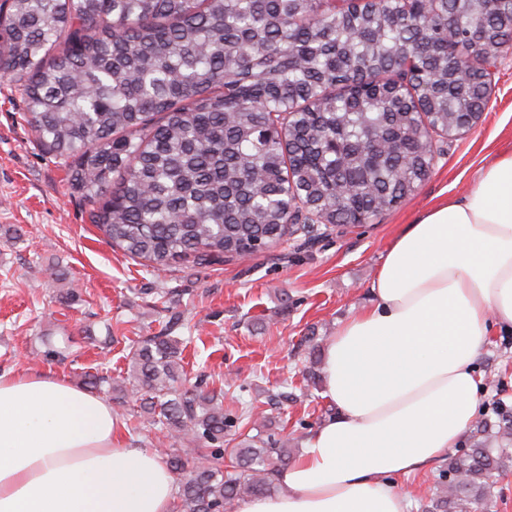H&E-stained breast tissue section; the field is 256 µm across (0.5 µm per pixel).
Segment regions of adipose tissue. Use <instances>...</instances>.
Returning <instances> with one entry per match:
<instances>
[{"instance_id": "obj_1", "label": "adipose tissue", "mask_w": 512, "mask_h": 512, "mask_svg": "<svg viewBox=\"0 0 512 512\" xmlns=\"http://www.w3.org/2000/svg\"><path fill=\"white\" fill-rule=\"evenodd\" d=\"M370 292L323 351L334 414L279 469L277 492L238 512H406L394 477L471 429L474 364L490 329L512 328V151L405 225ZM120 430L100 395L50 372L0 373V512H172L174 474Z\"/></svg>"}]
</instances>
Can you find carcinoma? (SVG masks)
<instances>
[{
	"instance_id": "cac0c4a2",
	"label": "carcinoma",
	"mask_w": 512,
	"mask_h": 512,
	"mask_svg": "<svg viewBox=\"0 0 512 512\" xmlns=\"http://www.w3.org/2000/svg\"><path fill=\"white\" fill-rule=\"evenodd\" d=\"M389 12L381 24L371 0H5L0 77L112 245L154 268L241 257L396 208L428 176L429 132L481 120L484 60L463 78L456 59L477 31L491 52L508 42L512 0H390ZM181 328L174 314L130 341L122 383L87 372L84 385L132 387L142 424L194 444L166 460L183 475L173 512H229L272 493L291 451L273 433L224 448L254 407L232 419L203 376L186 385ZM494 414L449 458L424 512L492 507V474L512 461V408Z\"/></svg>"
}]
</instances>
